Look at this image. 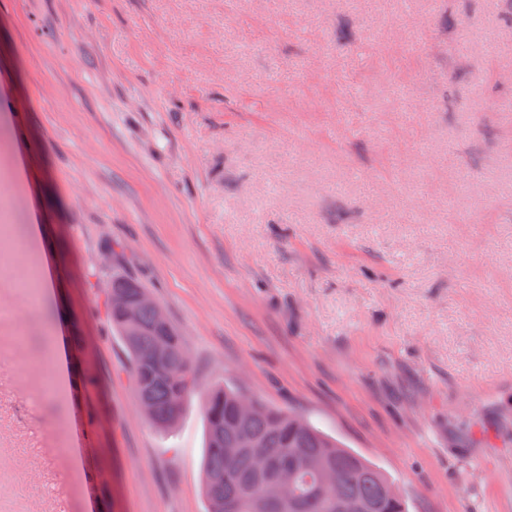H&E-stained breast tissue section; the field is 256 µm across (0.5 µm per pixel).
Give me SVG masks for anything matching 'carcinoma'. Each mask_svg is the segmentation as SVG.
Segmentation results:
<instances>
[{"label":"carcinoma","mask_w":512,"mask_h":512,"mask_svg":"<svg viewBox=\"0 0 512 512\" xmlns=\"http://www.w3.org/2000/svg\"><path fill=\"white\" fill-rule=\"evenodd\" d=\"M147 291L139 281L114 269L103 291V311L119 336L130 360V375L137 402L149 404L146 420L162 433L179 424L185 399L197 390V375L179 327L172 321H156L154 310L142 308L137 325L112 307V295L130 300ZM164 343L168 353L160 365L146 360ZM241 390L221 382L212 385L202 399L206 479L202 489L206 512H408L393 482L375 464L343 446L309 420L258 397L255 408L244 418L239 411ZM250 438L266 448L271 464L286 465L293 472L288 496L263 505L272 496L257 475V463L242 440ZM334 475L335 486L321 488L325 472Z\"/></svg>","instance_id":"cac0c4a2"}]
</instances>
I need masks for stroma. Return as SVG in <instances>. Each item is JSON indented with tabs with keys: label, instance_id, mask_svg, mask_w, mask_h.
Returning a JSON list of instances; mask_svg holds the SVG:
<instances>
[{
	"label": "stroma",
	"instance_id": "35a3bbf8",
	"mask_svg": "<svg viewBox=\"0 0 512 512\" xmlns=\"http://www.w3.org/2000/svg\"><path fill=\"white\" fill-rule=\"evenodd\" d=\"M112 250L201 389L512 512V0H0V512H205ZM146 292L139 281L125 273L112 269V281L103 291V311L112 326V332L119 336L130 360V375L138 404L147 402L141 410L146 420L162 433H170L179 424L185 399L197 390V375L187 351L184 337L179 327L169 319L162 306L150 295L142 294L137 302L131 303ZM122 308L127 319L134 323L138 309L142 305L156 308L158 323L153 309L139 311L137 325H130L123 312L112 307ZM159 343L168 347V353L161 365L146 360Z\"/></svg>",
	"mask_w": 512,
	"mask_h": 512
}]
</instances>
